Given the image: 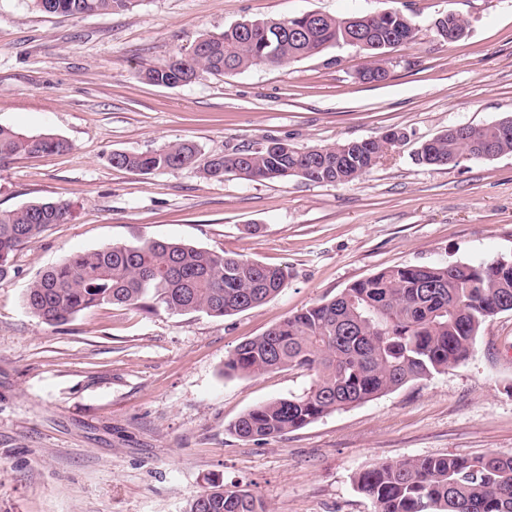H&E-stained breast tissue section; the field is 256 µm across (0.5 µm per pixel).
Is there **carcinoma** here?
<instances>
[{
  "instance_id": "obj_1",
  "label": "carcinoma",
  "mask_w": 512,
  "mask_h": 512,
  "mask_svg": "<svg viewBox=\"0 0 512 512\" xmlns=\"http://www.w3.org/2000/svg\"><path fill=\"white\" fill-rule=\"evenodd\" d=\"M32 2L45 13L88 15L128 9L136 0ZM467 26L465 18L451 11L434 21L436 34L445 41L455 40L452 32ZM415 36L412 20L396 9L325 14L314 24L299 15L246 20L202 36L166 64L146 69L144 78L176 86L203 72L236 74L257 63L283 66L355 39L354 47L369 59L359 79L378 83L388 77L391 43H408ZM404 140L397 130L334 146L299 148L271 140L257 149L214 155L202 172L216 180L226 175L249 181L296 176L344 184L369 173ZM70 149L67 140L53 135L0 126V167L17 156ZM506 154H512L511 116L482 126L450 127L421 142L416 160L443 167ZM197 155L195 144L177 141L148 152H115L111 161L151 174L190 167ZM72 214V205L64 200L0 210V280L11 275L16 252L35 242L49 225L69 222ZM287 280L286 269L239 254L150 240L74 253L39 274L26 289L24 303L32 316L50 326L64 325L100 306L226 317L260 307ZM503 312H512V259L382 269L230 352L224 361L226 374L288 368L311 376L302 393L255 406L234 423L232 432L246 439L274 440L332 412L445 372L468 357L484 325ZM355 482L373 500L376 512H512V454L381 462L359 472ZM190 512L271 510L247 490L214 485L195 497Z\"/></svg>"
}]
</instances>
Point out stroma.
Returning a JSON list of instances; mask_svg holds the SVG:
<instances>
[{
    "label": "stroma",
    "instance_id": "35a3bbf8",
    "mask_svg": "<svg viewBox=\"0 0 512 512\" xmlns=\"http://www.w3.org/2000/svg\"><path fill=\"white\" fill-rule=\"evenodd\" d=\"M385 9L410 16L417 33L389 52L380 83L358 79L367 59L346 45L175 87L141 78L246 19ZM450 10L469 21L455 42L433 29ZM508 116L512 0H138L79 16L0 0V125L72 145L0 168V209L73 206L0 281V512H190L214 484L249 490L272 512H375L354 484L373 464L512 454V312L487 322L457 367L270 441L231 426L301 393L308 374L224 371L242 341L381 269L512 259V154L453 167L415 160L420 142L449 127ZM390 129L403 145L348 184L111 163L180 140L204 161L270 139L333 146ZM149 239L281 266L288 283L224 318L101 306L53 327L27 312L24 292L44 269Z\"/></svg>",
    "mask_w": 512,
    "mask_h": 512
}]
</instances>
